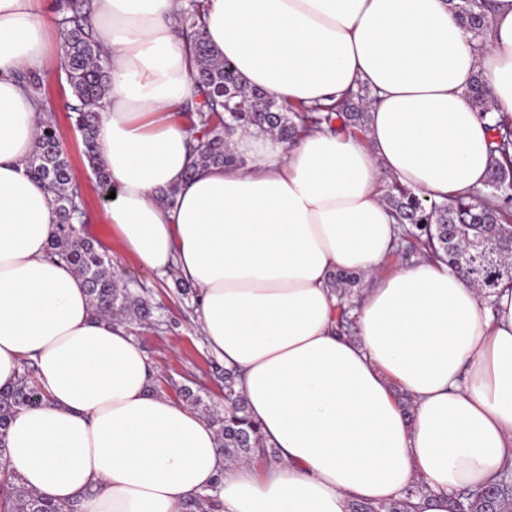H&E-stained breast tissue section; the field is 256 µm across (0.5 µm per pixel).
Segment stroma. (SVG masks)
<instances>
[{
  "label": "stroma",
  "instance_id": "stroma-1",
  "mask_svg": "<svg viewBox=\"0 0 512 512\" xmlns=\"http://www.w3.org/2000/svg\"><path fill=\"white\" fill-rule=\"evenodd\" d=\"M40 75L44 84L42 109L54 118L85 201L81 238L91 240L99 249L106 251L117 274L142 284L152 304L161 308L160 320L129 327L157 371L155 389L165 391L176 400L181 397L182 387L200 389L208 394L213 409L222 411L224 381L221 371L215 367L217 359L209 353L195 320L194 298L178 294L174 274H160L143 268L123 254L119 240L105 217L109 200L91 170L83 163L81 137L67 109L72 96L56 54H49Z\"/></svg>",
  "mask_w": 512,
  "mask_h": 512
}]
</instances>
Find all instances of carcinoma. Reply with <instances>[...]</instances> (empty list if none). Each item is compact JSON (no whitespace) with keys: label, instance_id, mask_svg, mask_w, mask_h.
Returning a JSON list of instances; mask_svg holds the SVG:
<instances>
[{"label":"carcinoma","instance_id":"cac0c4a2","mask_svg":"<svg viewBox=\"0 0 512 512\" xmlns=\"http://www.w3.org/2000/svg\"><path fill=\"white\" fill-rule=\"evenodd\" d=\"M451 9L464 20L472 39L483 45L489 30V0H448ZM91 0H57L61 16L64 70L76 104L70 106L73 124L81 134L82 155L102 185L110 184L97 138L99 112L104 108L111 75L106 52L93 38L88 26ZM204 6L192 7L181 16L189 51L196 62L193 79L197 98L179 112L189 120L188 131L195 142L197 159L190 167L238 163L228 149L227 139L236 131L261 122L290 142L309 126L334 128L342 125L364 127L371 89L360 85L333 107L308 109L285 106L268 92L248 86L235 67L211 49L206 36ZM470 92L485 107L481 118L493 132L491 168L484 190L466 196L427 203L396 182L385 186L384 198L405 225L403 236L419 244L423 256L440 260L448 269L475 284L488 298L499 289L512 288V116L488 109L489 95L476 78ZM28 174L47 183L55 192L56 227L48 243L49 256L71 265L83 279L94 313L108 317L118 311L132 321L145 323L155 317V307L144 291L131 286L112 271V262L93 244L71 234L68 214L84 218L81 197L74 184L67 153L60 147L57 127L50 115L40 122L35 147L26 160ZM357 282L349 272L338 271L330 287L340 296ZM235 374L224 371V412L205 415L216 429L224 456L247 460L269 459L275 450L252 420L243 395L236 389ZM47 398L34 363L22 361V371L10 387L0 389V458L4 457L8 425L22 409L36 407ZM212 492L196 493L183 503V512H221L222 503ZM424 489L413 487L394 499L378 503H354L350 512H417L413 496ZM0 512H77L76 504L55 502L28 489L20 475L0 471ZM449 512H512V481L502 475L494 482L455 493Z\"/></svg>","mask_w":512,"mask_h":512}]
</instances>
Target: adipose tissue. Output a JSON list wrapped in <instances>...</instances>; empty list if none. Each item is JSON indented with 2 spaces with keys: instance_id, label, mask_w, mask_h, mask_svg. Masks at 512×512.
<instances>
[{
  "instance_id": "ef3b65f1",
  "label": "adipose tissue",
  "mask_w": 512,
  "mask_h": 512,
  "mask_svg": "<svg viewBox=\"0 0 512 512\" xmlns=\"http://www.w3.org/2000/svg\"><path fill=\"white\" fill-rule=\"evenodd\" d=\"M188 5L94 0L112 77L106 216L142 267L197 288L205 342L276 458L226 460L202 416L153 391L126 324L95 317L81 277L49 257L54 195L25 167L41 110L16 74L62 36L48 0H0V388L28 357L48 394L15 415L0 464L62 503L92 488L83 512H179L213 485L222 512H349L417 485L423 512H448L451 494L512 468V289L489 310L442 263L384 273L399 226L381 184L435 201L483 187L491 134L467 88L481 74L512 114V0H493L480 50L447 0H206L208 40L247 85L308 107L362 84L374 99L363 136L288 145L252 128L229 143L243 164L193 175L178 114L194 95ZM337 271L367 281L353 339L336 332Z\"/></svg>"
}]
</instances>
